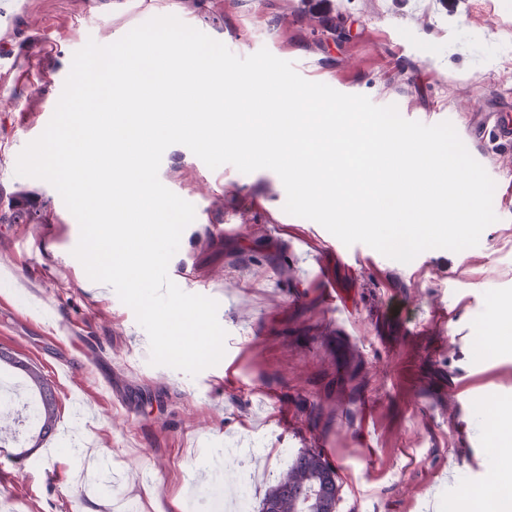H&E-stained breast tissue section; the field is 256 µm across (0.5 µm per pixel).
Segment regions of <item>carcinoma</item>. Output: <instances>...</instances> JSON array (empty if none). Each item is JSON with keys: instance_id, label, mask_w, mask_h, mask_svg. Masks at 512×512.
Wrapping results in <instances>:
<instances>
[{"instance_id": "1", "label": "carcinoma", "mask_w": 512, "mask_h": 512, "mask_svg": "<svg viewBox=\"0 0 512 512\" xmlns=\"http://www.w3.org/2000/svg\"><path fill=\"white\" fill-rule=\"evenodd\" d=\"M36 204L23 198L15 201L12 219L21 224H31L38 220ZM29 387L38 396L37 435L33 436V447H38L46 437V431L57 420L56 403L51 388L44 382L40 373L30 369ZM335 473V469L316 450H305L297 454L288 470L282 473L270 487L262 500L261 512L272 507L277 512H316L317 499H308L321 487L325 477Z\"/></svg>"}]
</instances>
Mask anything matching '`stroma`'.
I'll use <instances>...</instances> for the list:
<instances>
[{
    "mask_svg": "<svg viewBox=\"0 0 512 512\" xmlns=\"http://www.w3.org/2000/svg\"><path fill=\"white\" fill-rule=\"evenodd\" d=\"M0 15V350L56 399L55 455L0 440V512H215L203 464L227 448L243 512L296 455L337 474L336 512H472L512 459L489 452V402L512 406V351L485 339L512 309V0H8ZM173 15L237 56L268 49L306 80L410 121L451 122L495 181L477 246L410 263L285 212L272 170L210 169L187 147L159 179L201 214L168 275L218 303L225 355L197 375L150 362L147 332L73 255L80 228L48 182L16 175L74 54ZM29 198L37 224H14Z\"/></svg>",
    "mask_w": 512,
    "mask_h": 512,
    "instance_id": "1",
    "label": "stroma"
}]
</instances>
